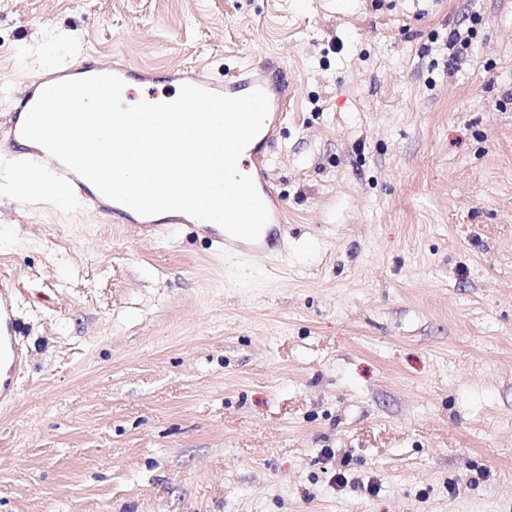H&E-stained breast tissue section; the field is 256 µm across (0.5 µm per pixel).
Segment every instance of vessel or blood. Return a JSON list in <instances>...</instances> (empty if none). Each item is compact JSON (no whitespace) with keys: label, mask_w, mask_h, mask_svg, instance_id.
Wrapping results in <instances>:
<instances>
[{"label":"vessel or blood","mask_w":512,"mask_h":512,"mask_svg":"<svg viewBox=\"0 0 512 512\" xmlns=\"http://www.w3.org/2000/svg\"><path fill=\"white\" fill-rule=\"evenodd\" d=\"M99 74L116 75L129 87L140 86L145 97L151 100L158 98L157 86L161 83L179 86L188 83L232 97H239L256 89L264 91L269 100L268 115L261 131L246 146L239 158L242 165L251 168V178L269 212V224L263 228L259 238L253 242L234 238L215 223L200 220L194 222L182 213L165 216L164 221L168 224L193 223L211 241L227 248L243 250L254 257L265 258L277 251L279 241L274 227L286 223L287 210L284 198L269 173L270 149L283 135L291 93L282 80V68L269 61L241 64L219 74L198 66L153 72L139 70L114 60H104L90 51H82L76 62L53 65L50 74L36 82L25 84L13 94L11 112L7 118L0 120V157L13 155L15 179L21 181L34 175L43 184L67 186L83 205L105 212L120 223H145V216L103 196L88 180L52 158L40 145L26 147L22 144L21 127L24 118L46 86L62 80ZM0 360L14 367L25 360L16 340L13 315L5 304L0 306Z\"/></svg>","instance_id":"vessel-or-blood-1"}]
</instances>
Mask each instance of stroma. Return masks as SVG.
<instances>
[{"mask_svg":"<svg viewBox=\"0 0 512 512\" xmlns=\"http://www.w3.org/2000/svg\"><path fill=\"white\" fill-rule=\"evenodd\" d=\"M84 49L280 64L286 244L0 168V512H512V0H0V88ZM474 36L473 26H462V23L457 27H454L450 30L446 46L448 50V46L455 49L454 53L451 55V59L453 64H457L463 56L466 54L467 50L471 45V40ZM0 360L10 363L12 369L25 361L24 352L16 340L13 315L7 303H1L0 306Z\"/></svg>","mask_w":512,"mask_h":512,"instance_id":"1","label":"stroma"}]
</instances>
